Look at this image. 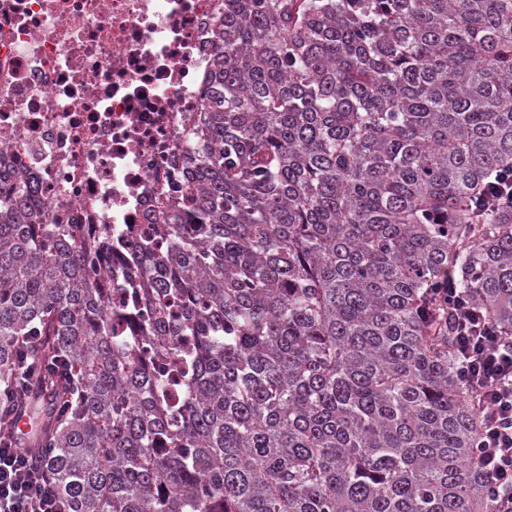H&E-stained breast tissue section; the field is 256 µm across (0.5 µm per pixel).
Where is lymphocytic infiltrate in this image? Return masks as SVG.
I'll list each match as a JSON object with an SVG mask.
<instances>
[{"instance_id": "1", "label": "lymphocytic infiltrate", "mask_w": 512, "mask_h": 512, "mask_svg": "<svg viewBox=\"0 0 512 512\" xmlns=\"http://www.w3.org/2000/svg\"><path fill=\"white\" fill-rule=\"evenodd\" d=\"M438 303L453 319L459 374L482 419L478 459L492 512H512V337L500 336L455 286L445 288ZM0 512H64L40 464L9 444L0 446Z\"/></svg>"}]
</instances>
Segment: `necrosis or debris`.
I'll return each instance as SVG.
<instances>
[{
    "instance_id": "1",
    "label": "necrosis or debris",
    "mask_w": 512,
    "mask_h": 512,
    "mask_svg": "<svg viewBox=\"0 0 512 512\" xmlns=\"http://www.w3.org/2000/svg\"><path fill=\"white\" fill-rule=\"evenodd\" d=\"M224 0H0V160L47 224L109 225L121 251L184 199ZM127 309L119 254H90Z\"/></svg>"
}]
</instances>
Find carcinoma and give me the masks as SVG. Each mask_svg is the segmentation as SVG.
<instances>
[{
	"mask_svg": "<svg viewBox=\"0 0 512 512\" xmlns=\"http://www.w3.org/2000/svg\"><path fill=\"white\" fill-rule=\"evenodd\" d=\"M185 204L120 336L0 168V388L70 512H491L434 290L512 336V0H224ZM64 359L31 386L19 353ZM511 191V177H500L498 179V176H496L495 182H490L484 193L477 198L476 203L478 205H476V209L480 208L486 211L494 207L496 201L501 199L504 195L509 196Z\"/></svg>",
	"mask_w": 512,
	"mask_h": 512,
	"instance_id": "obj_1",
	"label": "carcinoma"
}]
</instances>
